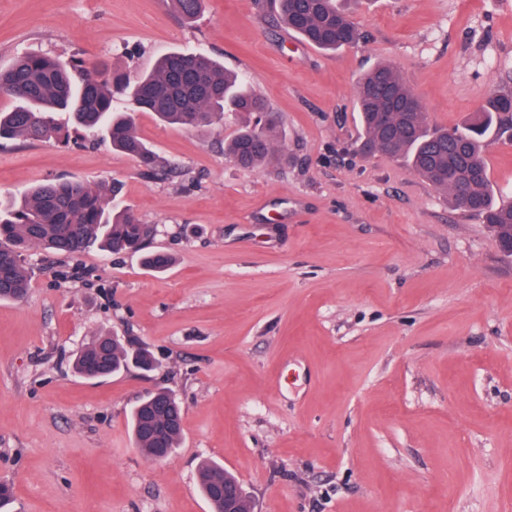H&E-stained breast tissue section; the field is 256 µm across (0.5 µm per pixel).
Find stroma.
Returning a JSON list of instances; mask_svg holds the SVG:
<instances>
[{
    "instance_id": "obj_1",
    "label": "stroma",
    "mask_w": 512,
    "mask_h": 512,
    "mask_svg": "<svg viewBox=\"0 0 512 512\" xmlns=\"http://www.w3.org/2000/svg\"><path fill=\"white\" fill-rule=\"evenodd\" d=\"M361 40L325 52L270 0H0V67L22 52L134 77L205 52L243 74L283 151L256 170L237 116L139 136L179 176L146 178L109 140L0 141V202L46 180L122 184L176 262L32 251L24 301H0V480L15 512H209L198 465L224 464L253 512H512V255L403 160L358 154L355 84L392 64L431 123L512 92V0H349ZM489 179L512 197V143ZM110 333L156 367L102 381L76 353ZM159 388L183 407L163 461L131 434Z\"/></svg>"
}]
</instances>
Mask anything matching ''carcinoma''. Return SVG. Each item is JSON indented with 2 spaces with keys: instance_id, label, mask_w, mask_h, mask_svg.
<instances>
[{
  "instance_id": "1",
  "label": "carcinoma",
  "mask_w": 512,
  "mask_h": 512,
  "mask_svg": "<svg viewBox=\"0 0 512 512\" xmlns=\"http://www.w3.org/2000/svg\"><path fill=\"white\" fill-rule=\"evenodd\" d=\"M187 22L202 9L203 0H170ZM279 20L314 47L336 51L360 41L361 34L336 0H279ZM125 95L112 104L108 82L79 61L64 64L41 54L16 57L0 68V97L15 105L0 112V139L26 142L56 139L69 143L55 115L66 112L72 124L88 136H102L112 149L141 163L148 178L169 176L173 169L159 163L153 148L138 136L135 115L152 112L175 128L202 129L234 112L244 119L225 145V154L244 169H255L272 157L275 120H265L264 101L247 89L242 75L224 69L209 55L168 52L154 68L136 79L116 77ZM356 106L362 128L360 151L405 158L413 171L448 193L453 206L479 216L499 237L512 234V202L497 197L485 164L490 139L508 136L512 118L510 95H497L451 128L433 127L421 100L402 82L396 69L377 64L356 84ZM118 187L92 188L79 181H46L25 191L21 200L0 208V301L18 300L30 288L25 253L46 249L76 255L96 246L112 253H143L145 264L163 272L173 263L170 253L153 246L154 227L116 203ZM106 357L109 374L134 364L153 369L148 351L131 350L118 337L97 336L76 356L74 369L83 373L85 360ZM171 397L160 390L132 410L134 444L147 457L156 449L178 446L182 428L155 411L157 401ZM235 479L214 461L202 463L199 490L209 497L217 476Z\"/></svg>"
}]
</instances>
